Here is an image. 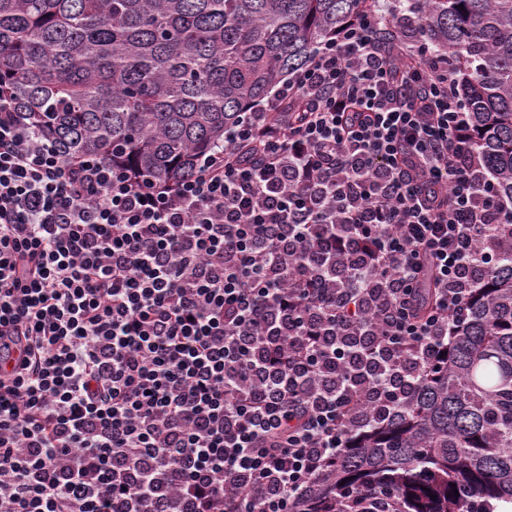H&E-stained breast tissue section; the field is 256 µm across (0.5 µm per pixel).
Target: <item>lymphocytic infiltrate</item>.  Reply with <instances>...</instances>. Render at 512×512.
Listing matches in <instances>:
<instances>
[{"instance_id":"obj_1","label":"lymphocytic infiltrate","mask_w":512,"mask_h":512,"mask_svg":"<svg viewBox=\"0 0 512 512\" xmlns=\"http://www.w3.org/2000/svg\"><path fill=\"white\" fill-rule=\"evenodd\" d=\"M404 17L350 20L170 184L0 97V512H296L445 365L512 208Z\"/></svg>"}]
</instances>
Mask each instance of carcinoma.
<instances>
[{
    "label": "carcinoma",
    "mask_w": 512,
    "mask_h": 512,
    "mask_svg": "<svg viewBox=\"0 0 512 512\" xmlns=\"http://www.w3.org/2000/svg\"><path fill=\"white\" fill-rule=\"evenodd\" d=\"M375 0H0V79L25 123L73 158L171 182L241 112ZM448 59L475 149L512 203V0H413ZM448 345V362L384 421L348 432L300 512H512V234ZM354 508L356 512H396L393 497L383 492H372L357 497Z\"/></svg>",
    "instance_id": "cac0c4a2"
}]
</instances>
